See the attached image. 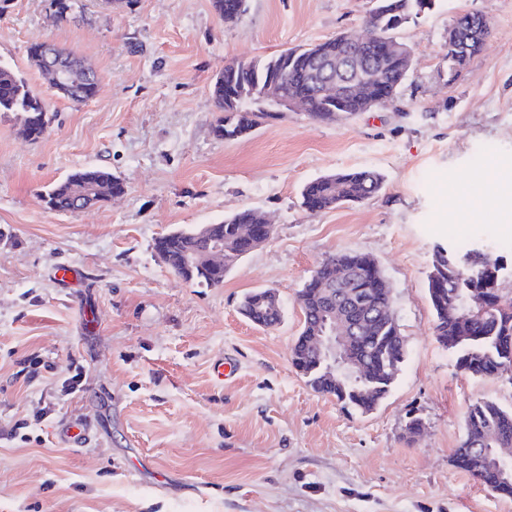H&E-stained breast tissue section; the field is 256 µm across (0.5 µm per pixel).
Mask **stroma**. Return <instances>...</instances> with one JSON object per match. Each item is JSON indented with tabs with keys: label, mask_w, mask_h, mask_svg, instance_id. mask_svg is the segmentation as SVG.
Returning a JSON list of instances; mask_svg holds the SVG:
<instances>
[{
	"label": "stroma",
	"mask_w": 512,
	"mask_h": 512,
	"mask_svg": "<svg viewBox=\"0 0 512 512\" xmlns=\"http://www.w3.org/2000/svg\"><path fill=\"white\" fill-rule=\"evenodd\" d=\"M49 3L9 0L0 14V63L51 115L30 140L0 112V512H512V497L453 463L471 404L512 411V369L461 372L428 295L436 244H483L512 263V223L478 206L458 218L448 198L512 165V0H436L400 29L412 64L386 104L329 124L288 111L231 140L213 133L225 65L364 33L370 0H247L231 24L211 0H73L63 19ZM469 12L490 34L452 80L448 30ZM44 40L92 65L93 98L47 88L28 57ZM86 167L125 193L48 209L40 192ZM356 168L383 174L376 196L303 207L308 182ZM246 207L274 233L222 286L156 255L169 231ZM342 251L375 259L406 344L368 413L314 391L291 361L298 295ZM62 263L79 271L72 284L53 277ZM265 289L281 300L273 329L239 310ZM219 360L234 368L221 381ZM70 426L87 440L61 443Z\"/></svg>",
	"instance_id": "35a3bbf8"
}]
</instances>
